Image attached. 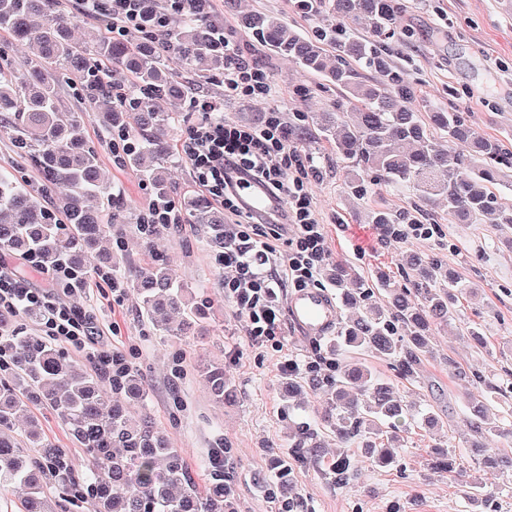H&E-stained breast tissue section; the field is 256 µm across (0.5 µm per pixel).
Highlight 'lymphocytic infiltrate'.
Masks as SVG:
<instances>
[{
    "label": "lymphocytic infiltrate",
    "instance_id": "1",
    "mask_svg": "<svg viewBox=\"0 0 512 512\" xmlns=\"http://www.w3.org/2000/svg\"><path fill=\"white\" fill-rule=\"evenodd\" d=\"M99 2L78 0L85 14L104 21L113 32L126 35L138 31L140 0H109V9L103 11ZM220 37L224 41V94L191 99V107L205 119L187 129L178 152L190 164L199 186L232 218L224 227V250L213 260L225 271L224 298L243 317L248 340L279 352L280 373L326 377L335 371L336 363L321 350L303 359L285 353L281 302L284 289L318 284L332 256L325 228L311 205L313 159L290 145L288 127L277 113H270L260 125L223 120L226 104L270 100L277 91L267 72L240 54L233 35L224 31ZM244 177L268 187L286 216L285 225L269 223L241 209L236 182ZM47 278V286L35 287L29 275L19 273L0 257V317L33 314L43 335L86 352L106 379L128 372L132 367L128 350L115 344L96 346V337L104 333L96 316L64 299L57 287L62 280L79 281L78 271L61 265Z\"/></svg>",
    "mask_w": 512,
    "mask_h": 512
}]
</instances>
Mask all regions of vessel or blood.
I'll list each match as a JSON object with an SVG mask.
<instances>
[{
	"label": "vessel or blood",
	"mask_w": 512,
	"mask_h": 512,
	"mask_svg": "<svg viewBox=\"0 0 512 512\" xmlns=\"http://www.w3.org/2000/svg\"><path fill=\"white\" fill-rule=\"evenodd\" d=\"M236 194L246 211L272 220L279 218V204L263 183L254 179L240 182ZM286 311L292 325L309 337L333 333L339 321L335 301L317 288L292 293L287 299Z\"/></svg>",
	"instance_id": "b4317fda"
}]
</instances>
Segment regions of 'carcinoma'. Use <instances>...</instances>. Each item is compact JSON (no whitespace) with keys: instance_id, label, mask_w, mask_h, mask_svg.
<instances>
[{"instance_id":"cac0c4a2","label":"carcinoma","mask_w":512,"mask_h":512,"mask_svg":"<svg viewBox=\"0 0 512 512\" xmlns=\"http://www.w3.org/2000/svg\"><path fill=\"white\" fill-rule=\"evenodd\" d=\"M55 0H0V30L29 44L30 54L19 67L0 65V134L11 138L18 150L42 175V191L53 196L65 216L56 224L51 211L11 171L0 169V252L22 258L36 255L53 269L65 262L92 274L112 269L120 236H112L107 213L90 202L110 197L100 176L99 157L84 132L82 113L65 107L59 87L66 82L73 97L87 110L102 109L101 126L110 137L121 134L134 144L122 163L144 169L155 190L154 204L165 209L171 188L165 169L174 158L161 140L178 123V114L166 109L168 99L195 94L196 83L174 71L166 58L174 57L184 72L204 68L202 78L224 74V42L217 38L220 23L210 7L186 11L182 23L163 27L161 0L143 5L142 32L135 37L108 30L93 43L79 45L71 38L75 19L55 15ZM403 9L400 0H332L329 11L336 24L331 35L304 37L275 15L253 13L242 19L245 28L277 55L287 56L308 71L327 76L358 103L350 122L338 112H320L314 127L320 138L331 141L336 154L374 180L411 184L428 202H442L448 216L478 224L487 215L512 225V208H504L489 190L506 169H512V150L496 139L476 143L465 153L464 122L457 112L436 107L423 126L411 107L414 89L390 75L388 48L354 35V27L370 22L388 27ZM337 47L336 65L327 67L325 44ZM389 77L386 83L367 85L359 80L357 65ZM151 157L155 168L144 166ZM177 223L197 224L215 250L224 249V214L203 198L186 192L176 213ZM372 223L383 229L414 224L408 212L373 213ZM416 271L409 288L382 284L388 305L370 303L373 284L338 262L325 272L342 306L358 310L343 323L335 352L345 355L363 348L394 364L399 374L412 378L421 356L429 352L433 323H448L458 296L472 287L448 275L435 258H415ZM141 300L143 318L170 336L182 327L158 316L173 311L182 322L203 314L185 296L184 285L165 263L127 278ZM0 498L20 497L23 512H47L56 502L69 512L81 500L93 512H235L225 494L224 472L207 471L211 483L201 490L178 449L147 414L138 420L134 408L145 409L147 384L136 369L117 387L83 369L50 340L23 333L6 324L0 327ZM215 400L226 398L224 367L204 368ZM331 411L324 423L342 445L361 444L366 457L387 464L395 459L388 420L411 411L412 405L395 395L393 387L367 367L345 360L336 366L330 384ZM31 401L56 416L62 428L89 460L84 472L74 471L68 450L45 439L35 421L24 428L25 438L10 432ZM470 447L482 456L489 471L504 460L483 439L504 430L489 415L486 397L467 394ZM315 433L297 428L299 457L312 461L320 447ZM430 469L457 479L463 470L443 450Z\"/></svg>"}]
</instances>
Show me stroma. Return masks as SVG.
Returning <instances> with one entry per match:
<instances>
[{
    "label": "stroma",
    "instance_id": "obj_1",
    "mask_svg": "<svg viewBox=\"0 0 512 512\" xmlns=\"http://www.w3.org/2000/svg\"><path fill=\"white\" fill-rule=\"evenodd\" d=\"M402 4L387 44L393 71L416 89L414 112L426 115L433 104L455 109L472 137L498 138L512 147V0ZM212 12L232 32L244 56L265 67L278 90L269 101L229 105L224 117L259 124L275 110L288 123L292 142L313 157L320 171L310 181V192L333 258L366 279L376 282L384 276L404 285L413 275L411 257L431 256L474 286V295L455 305L453 324L433 327L432 355L422 361L415 378H403L393 365L370 353L355 355L416 402L420 415L395 421L391 432L400 444L392 466L371 463L356 444H349L353 473L344 484H336V439L322 424L327 383L302 373L299 393L287 396L288 379L275 370L277 352L248 341L243 318L224 299V271L213 265V250L198 225L159 230L148 247L131 232L127 217L144 212L153 189L142 172L114 164L112 142L91 112L84 115L85 134L98 152L104 181L119 208L112 230L124 238L126 266L141 270L164 261L191 292L202 293L209 306L192 319L186 335L173 338L142 318L135 290H128L116 306L110 296L94 289L89 297H78V305H93L103 324L116 325V336H104V344L116 340L134 348L133 366L150 388L146 409L194 475H202L217 444L229 449L237 512H283L287 507L293 512H512V469L486 473L463 445L470 374L503 387L492 413L512 428V226L491 216L478 224L456 223L443 204L422 205L412 187L379 184L367 175L360 178L361 194L351 192L347 161L338 158L328 142L314 137L306 121L311 113L335 111L339 91L325 75L269 54L241 23L242 15L263 12L313 35L332 24L328 11L304 14L294 0H235L228 10L224 0H213ZM378 210L423 213L435 232L427 240L382 242L378 226L369 219L370 212ZM463 323L477 327L480 340L460 332ZM452 361L461 375H449ZM206 364L223 365L233 401H214L200 372ZM431 408L439 410L442 428L423 425L421 416ZM303 423L317 431L322 443L313 462L294 454L295 428ZM438 447L459 453L468 474L484 483L483 496L472 497L465 483L428 471L426 460ZM281 457L292 468V489L285 497L274 478Z\"/></svg>",
    "mask_w": 512,
    "mask_h": 512
}]
</instances>
